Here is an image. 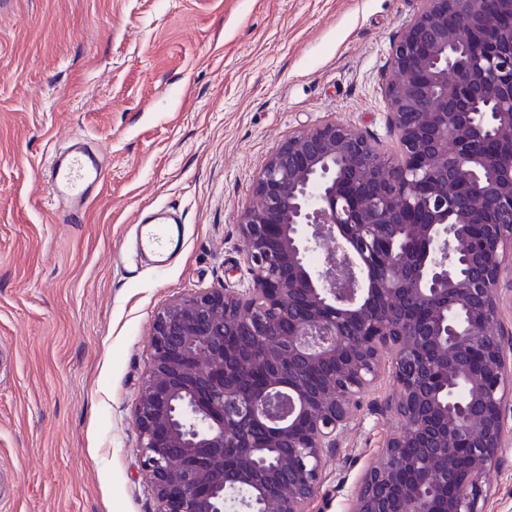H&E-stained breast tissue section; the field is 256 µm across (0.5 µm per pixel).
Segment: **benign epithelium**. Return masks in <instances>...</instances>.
<instances>
[{"mask_svg": "<svg viewBox=\"0 0 512 512\" xmlns=\"http://www.w3.org/2000/svg\"><path fill=\"white\" fill-rule=\"evenodd\" d=\"M422 3L391 51L400 161L341 122L288 136L236 218L247 288L157 313L134 411L156 512H228L230 487L306 512L387 351L405 426L350 512H482L512 370V0Z\"/></svg>", "mask_w": 512, "mask_h": 512, "instance_id": "obj_1", "label": "benign epithelium"}]
</instances>
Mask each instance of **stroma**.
<instances>
[{
  "label": "stroma",
  "instance_id": "35a3bbf8",
  "mask_svg": "<svg viewBox=\"0 0 512 512\" xmlns=\"http://www.w3.org/2000/svg\"><path fill=\"white\" fill-rule=\"evenodd\" d=\"M421 0H0V512H154L134 407L154 316L178 296L245 288L236 216L288 134L340 121L400 158L390 51ZM87 138L105 160L78 221L47 163ZM184 217L158 271L132 231ZM388 364L349 419L308 512H348L403 422ZM484 512H512V430Z\"/></svg>",
  "mask_w": 512,
  "mask_h": 512
}]
</instances>
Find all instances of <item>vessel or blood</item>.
Listing matches in <instances>:
<instances>
[{
    "label": "vessel or blood",
    "mask_w": 512,
    "mask_h": 512,
    "mask_svg": "<svg viewBox=\"0 0 512 512\" xmlns=\"http://www.w3.org/2000/svg\"><path fill=\"white\" fill-rule=\"evenodd\" d=\"M49 172L51 201L71 213L90 204L93 188L103 180L99 155L78 139L54 153ZM134 230L137 254L161 270L181 246L183 221L181 216L162 212L152 221L136 224Z\"/></svg>",
    "instance_id": "1"
}]
</instances>
